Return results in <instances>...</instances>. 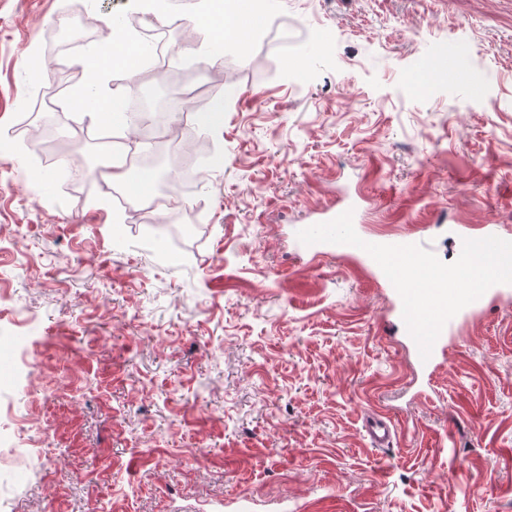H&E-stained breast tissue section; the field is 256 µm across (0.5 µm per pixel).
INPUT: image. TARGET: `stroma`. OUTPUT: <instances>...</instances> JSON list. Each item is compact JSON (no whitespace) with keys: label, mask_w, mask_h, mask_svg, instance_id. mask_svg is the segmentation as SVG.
<instances>
[{"label":"stroma","mask_w":512,"mask_h":512,"mask_svg":"<svg viewBox=\"0 0 512 512\" xmlns=\"http://www.w3.org/2000/svg\"><path fill=\"white\" fill-rule=\"evenodd\" d=\"M86 2L0 0V346L21 354L0 364L7 512H235L244 495L253 512H512V298L489 297L428 377L374 271L289 237L343 189L368 235L428 236L445 263L449 225L512 234V0H324L322 22L285 0L242 61L197 58L189 17L128 11L184 42L201 87L179 144L211 152L170 197L192 213L178 245L97 207L95 124L51 89L83 79L43 51ZM451 37L473 61L417 94L407 74ZM47 89L86 186L25 143ZM374 412L392 447L367 436Z\"/></svg>","instance_id":"1"}]
</instances>
